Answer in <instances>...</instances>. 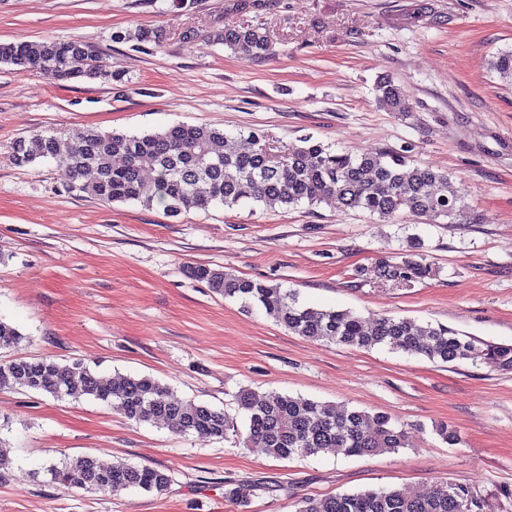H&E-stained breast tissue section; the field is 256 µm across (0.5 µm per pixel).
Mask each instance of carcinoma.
Returning a JSON list of instances; mask_svg holds the SVG:
<instances>
[{
	"instance_id": "carcinoma-1",
	"label": "carcinoma",
	"mask_w": 512,
	"mask_h": 512,
	"mask_svg": "<svg viewBox=\"0 0 512 512\" xmlns=\"http://www.w3.org/2000/svg\"><path fill=\"white\" fill-rule=\"evenodd\" d=\"M117 42H156L148 29L112 34ZM214 40L235 53L264 57L274 53L265 28L228 21ZM0 64L19 74L40 72L57 81L121 77L107 72L101 60L77 41L51 39L0 43ZM491 70L512 78V51L498 53ZM376 100L389 112L410 111L399 85L390 78L376 85ZM251 147L241 150L237 138L207 125L176 124L144 135L87 131L69 140L34 134L12 146L17 165L53 159L79 182L78 189L104 203L137 201L163 207L171 217L213 204L233 207L243 200L271 209L324 203L339 211L361 210L383 223L402 215L423 217L433 224H481L468 208L466 190L452 185L446 172L411 159L408 150L364 152L334 150L309 137L283 143L252 132ZM412 252L378 265L379 277L408 285L430 274L419 244ZM189 274L213 292L258 305L289 331L316 341L359 349L387 346L420 354L432 361H483L512 371V345L466 339L450 328L422 326L410 318L372 319L350 310H324L301 304L297 294L279 285L236 276L222 269L198 266ZM21 333L0 320V348L16 347ZM46 392L54 397L84 395L120 407L136 422H162L183 434L224 438L234 423L221 409L179 400L169 388L147 377H103L76 362L61 366L47 358L17 356L0 363V389ZM247 430L243 443L277 460L331 451L345 457L395 452L406 447V430L386 414L338 409L274 391L242 389L235 394ZM51 479L86 491L119 493L129 489L161 493L171 475L158 468L117 462L103 466L93 456L71 458L48 469ZM224 498L239 506L255 495L253 486L225 481ZM485 502L468 486L439 484L425 495L399 490H368L305 498L296 512H484Z\"/></svg>"
}]
</instances>
